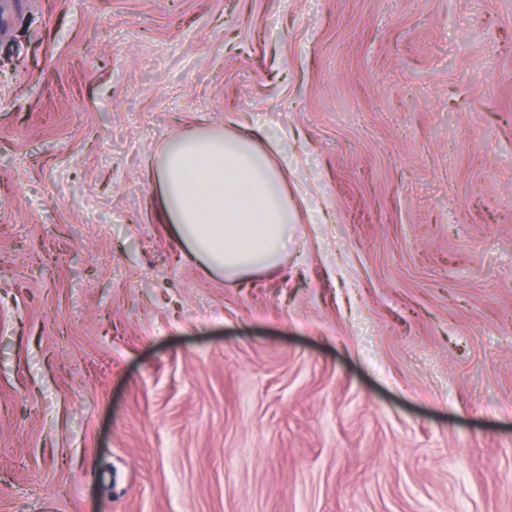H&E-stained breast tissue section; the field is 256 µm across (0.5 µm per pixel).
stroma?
I'll return each mask as SVG.
<instances>
[{
  "label": "stroma",
  "mask_w": 512,
  "mask_h": 512,
  "mask_svg": "<svg viewBox=\"0 0 512 512\" xmlns=\"http://www.w3.org/2000/svg\"><path fill=\"white\" fill-rule=\"evenodd\" d=\"M242 116L232 284L155 166ZM0 512H512V0H0ZM240 132L197 129L156 164L164 213L189 252L227 281L277 268L293 241L288 186L270 153Z\"/></svg>",
  "instance_id": "35a3bbf8"
}]
</instances>
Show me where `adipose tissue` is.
I'll use <instances>...</instances> for the list:
<instances>
[{
  "label": "adipose tissue",
  "instance_id": "adipose-tissue-1",
  "mask_svg": "<svg viewBox=\"0 0 512 512\" xmlns=\"http://www.w3.org/2000/svg\"><path fill=\"white\" fill-rule=\"evenodd\" d=\"M164 213L189 252L234 282L277 268L293 241L288 187L247 131L197 129L156 164Z\"/></svg>",
  "mask_w": 512,
  "mask_h": 512
}]
</instances>
